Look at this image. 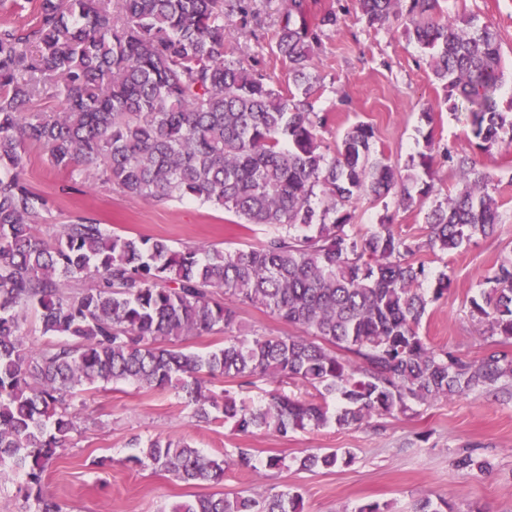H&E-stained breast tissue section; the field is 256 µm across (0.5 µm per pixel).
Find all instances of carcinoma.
Segmentation results:
<instances>
[{
    "mask_svg": "<svg viewBox=\"0 0 512 512\" xmlns=\"http://www.w3.org/2000/svg\"><path fill=\"white\" fill-rule=\"evenodd\" d=\"M252 0H38L31 24L0 26V468L25 475L20 491L37 512H60L44 495L45 464L66 450L77 430L68 397L78 386L130 382L177 384L191 418H218L238 432L355 427L377 415L405 413L466 393L512 401V257L493 268L470 315L487 323L482 354L466 358L419 334L430 304L451 287L447 273L429 277L423 246L448 254L501 227L493 176L470 155L447 153L461 188L426 213L427 244L380 223L352 224L353 200L391 198L423 205L415 170L431 175L432 154L419 153L401 175L374 147L375 131L351 125L323 149L331 113L315 109V49L336 31L334 6L311 12L288 0L275 53L288 64L297 92L272 83L243 46L233 44L236 18L246 28ZM369 28L404 17L447 92L448 110L482 153L512 143V105L498 103L505 71L495 29L447 10L446 0H357ZM60 102L58 112L32 103ZM43 145L51 167L74 182L85 171L126 196L145 201L197 199L268 227L257 246L176 250L163 237L109 232L78 216L49 243L48 200L24 182L27 147ZM224 294L263 307L296 328L289 336L224 337L200 355L171 343L223 331L235 312ZM39 311L42 334L25 347L24 314ZM260 376L276 385L301 382L316 394L274 391L261 405L203 393L209 378ZM336 397L331 413L326 402ZM127 461L187 485H218L233 465L256 471L250 453L218 460L186 439L134 443ZM350 452L307 453L301 470L349 465ZM456 467L483 472L470 453ZM166 512H302V496L195 495Z\"/></svg>",
    "mask_w": 512,
    "mask_h": 512,
    "instance_id": "obj_1",
    "label": "carcinoma"
}]
</instances>
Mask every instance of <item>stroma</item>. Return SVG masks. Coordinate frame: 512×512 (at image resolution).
Masks as SVG:
<instances>
[{
	"label": "stroma",
	"instance_id": "obj_1",
	"mask_svg": "<svg viewBox=\"0 0 512 512\" xmlns=\"http://www.w3.org/2000/svg\"><path fill=\"white\" fill-rule=\"evenodd\" d=\"M335 6L341 27L329 34L314 57L317 110L334 115L323 132L325 145H334L343 131L357 122L373 126L376 147L399 171L426 149L427 141L475 156L494 176L502 226L493 238H475L458 252L443 255L422 250L431 274L448 273L453 285L431 304L420 333L437 348L459 355L480 356L487 335L472 319L466 300L478 295L492 268L512 250V148L477 152L469 129L448 110L445 92L434 80L427 58L408 37L403 20L390 27L370 29L361 21L356 0H318ZM453 11L478 15L499 33L503 63L512 67V0H450ZM257 13L241 30L258 68L287 82L288 68L272 52L273 36L287 0H254ZM431 112L425 122L423 112ZM25 181L48 198L52 207L34 232L53 238L73 214L101 220L108 230L163 237L177 249L216 246L234 250L260 244L268 230L261 225L243 230L232 213L197 200L158 204L130 198L101 184L92 175L78 179L70 192L59 179L40 145L28 149ZM361 230L390 218L395 231L427 241L429 228L420 209L405 210L369 198L351 206ZM224 303L236 313L228 333L211 332L180 337L179 347L199 354L222 345L225 335L286 336L293 329L268 310L234 298ZM273 385L254 376L246 383L216 377L207 389L213 397L231 393L248 403H264ZM74 402L80 412L79 431L68 448L46 467L43 491L63 512H165L172 503L201 494L198 486L173 480L153 470L130 467L133 439L184 437L213 458L246 448L256 461L277 455L284 468L264 475L226 468L220 486L226 494L255 495L267 490L299 492L304 512H353L362 503L388 505L390 512H412L416 500L428 497L448 502V512H512V402L491 395H460L440 399L392 416H375L360 426L330 424L282 436L271 431L238 433L219 421L196 424L185 394L175 386L146 390L131 384H97L77 388ZM350 450V465L331 470L304 471L295 464L304 451ZM472 453L489 464L483 473L466 474L455 466L459 454Z\"/></svg>",
	"mask_w": 512,
	"mask_h": 512
}]
</instances>
